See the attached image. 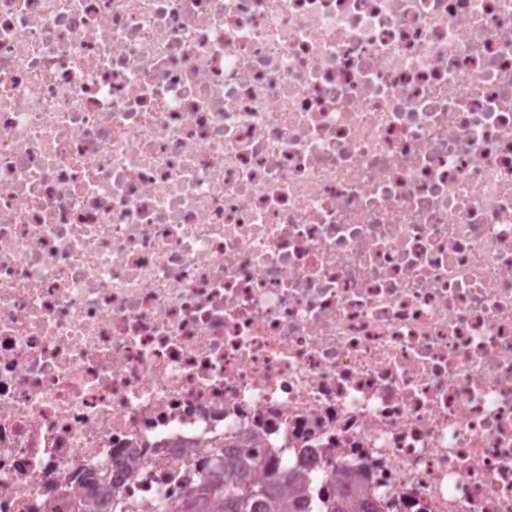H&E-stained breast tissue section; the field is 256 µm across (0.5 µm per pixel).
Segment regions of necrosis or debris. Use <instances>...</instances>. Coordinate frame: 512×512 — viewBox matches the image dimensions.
I'll use <instances>...</instances> for the list:
<instances>
[{
    "instance_id": "4bbe7bcc",
    "label": "necrosis or debris",
    "mask_w": 512,
    "mask_h": 512,
    "mask_svg": "<svg viewBox=\"0 0 512 512\" xmlns=\"http://www.w3.org/2000/svg\"><path fill=\"white\" fill-rule=\"evenodd\" d=\"M216 441L512 512V0H0V512Z\"/></svg>"
}]
</instances>
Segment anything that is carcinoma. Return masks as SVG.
Masks as SVG:
<instances>
[{
  "mask_svg": "<svg viewBox=\"0 0 512 512\" xmlns=\"http://www.w3.org/2000/svg\"><path fill=\"white\" fill-rule=\"evenodd\" d=\"M218 454L224 457V471L204 480L201 489L190 491L188 499L195 508L188 512H364L367 506L362 486L355 480L328 484L315 495L307 484L286 473L256 479L247 450L228 454L220 450ZM243 478L251 486L246 494L239 486ZM85 483L84 478H75L74 493L80 500V512H99L103 498L110 497L107 481L96 480L99 494L95 498L83 496ZM288 483L295 489L291 498L281 492V486Z\"/></svg>",
  "mask_w": 512,
  "mask_h": 512,
  "instance_id": "obj_1",
  "label": "carcinoma"
}]
</instances>
